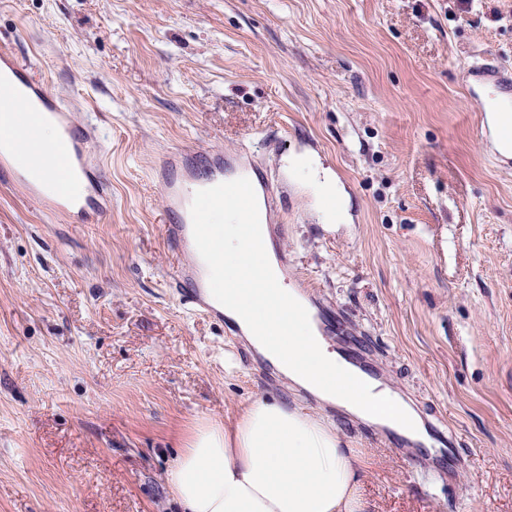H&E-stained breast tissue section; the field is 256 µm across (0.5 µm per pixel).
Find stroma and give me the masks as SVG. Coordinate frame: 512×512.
<instances>
[{"label": "stroma", "instance_id": "obj_1", "mask_svg": "<svg viewBox=\"0 0 512 512\" xmlns=\"http://www.w3.org/2000/svg\"><path fill=\"white\" fill-rule=\"evenodd\" d=\"M92 127L112 209L53 217L0 177V512H178L168 475L248 400L317 410L361 457L364 512H512V169L462 81L512 76V0H0V48ZM251 149L273 247L455 431L427 479L168 284L162 152ZM319 158L340 223L281 160ZM465 88L470 96L476 95V89L486 84H499L502 86V92L510 94L512 99V84L509 78H505L502 73L487 64L472 65L463 74Z\"/></svg>", "mask_w": 512, "mask_h": 512}]
</instances>
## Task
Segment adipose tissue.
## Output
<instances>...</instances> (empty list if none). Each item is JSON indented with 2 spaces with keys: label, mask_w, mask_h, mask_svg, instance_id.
<instances>
[{
  "label": "adipose tissue",
  "mask_w": 512,
  "mask_h": 512,
  "mask_svg": "<svg viewBox=\"0 0 512 512\" xmlns=\"http://www.w3.org/2000/svg\"><path fill=\"white\" fill-rule=\"evenodd\" d=\"M362 468L323 419L256 398L201 427L168 483L183 512H362Z\"/></svg>",
  "instance_id": "1"
}]
</instances>
